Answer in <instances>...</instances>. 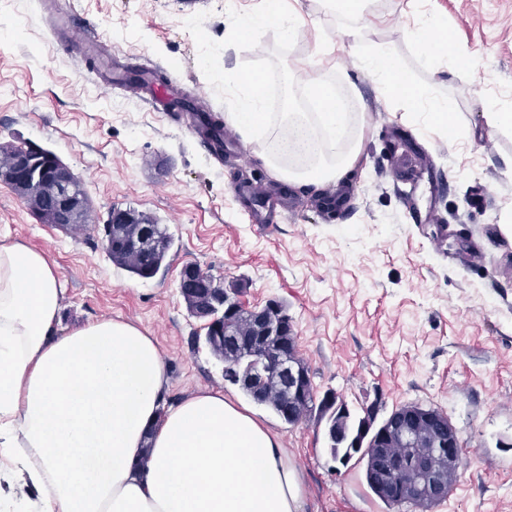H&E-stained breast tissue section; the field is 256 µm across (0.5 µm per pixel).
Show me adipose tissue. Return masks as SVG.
I'll return each mask as SVG.
<instances>
[{
  "instance_id": "adipose-tissue-1",
  "label": "adipose tissue",
  "mask_w": 512,
  "mask_h": 512,
  "mask_svg": "<svg viewBox=\"0 0 512 512\" xmlns=\"http://www.w3.org/2000/svg\"><path fill=\"white\" fill-rule=\"evenodd\" d=\"M346 34L365 74L408 91L391 55ZM66 288L43 252L0 243V480L30 490L0 512H305L276 434L220 391L169 401L153 337L63 326Z\"/></svg>"
}]
</instances>
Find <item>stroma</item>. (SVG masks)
<instances>
[{
    "mask_svg": "<svg viewBox=\"0 0 512 512\" xmlns=\"http://www.w3.org/2000/svg\"><path fill=\"white\" fill-rule=\"evenodd\" d=\"M259 0H0V144L55 153L82 182L93 222L41 223L0 182V242L43 251L67 281L64 325L122 318L156 340L170 396L222 391L282 439L300 473L306 512H418L369 489L362 463L334 462L323 422L289 425L224 379L180 294L194 264L241 288L251 308L282 304L316 396L336 392L351 413L378 418L417 403L447 414L461 459L447 498L430 512H512V130L486 112L512 113V0H376L359 21L366 50L390 53L411 84L386 94L349 52V19L300 0L307 32L284 61L315 79L345 70L362 107V152L327 184L273 176L245 143L204 77L184 22L205 13L215 41L228 9ZM90 21L105 52L165 76V89L224 124L223 156L192 133L191 112L152 107L105 87L86 53L58 35L62 14ZM435 29L420 54L410 37ZM334 44L319 57L320 42ZM455 102L448 137L428 112ZM287 192L290 206L253 223L239 186ZM156 218L174 242L166 266L142 279L112 264L103 225L111 208Z\"/></svg>",
    "mask_w": 512,
    "mask_h": 512,
    "instance_id": "1",
    "label": "stroma"
}]
</instances>
